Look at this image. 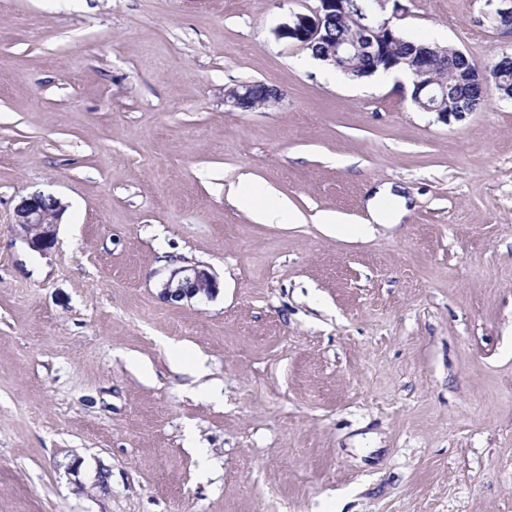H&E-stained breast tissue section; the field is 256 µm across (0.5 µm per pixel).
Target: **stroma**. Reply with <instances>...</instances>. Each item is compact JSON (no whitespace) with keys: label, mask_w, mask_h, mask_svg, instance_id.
Segmentation results:
<instances>
[{"label":"stroma","mask_w":512,"mask_h":512,"mask_svg":"<svg viewBox=\"0 0 512 512\" xmlns=\"http://www.w3.org/2000/svg\"><path fill=\"white\" fill-rule=\"evenodd\" d=\"M402 3L512 57L485 0ZM314 5L0 0V512H512V100L445 122L327 79L277 35ZM253 81L282 101L228 111ZM382 184L396 226L321 230ZM35 192L65 206L43 253L11 224ZM193 264L217 293L162 299ZM238 204L252 212L265 224H297L300 215L288 203L269 189L252 181H246L237 190ZM319 224L327 234H345L354 237H364L373 233L374 224H344L335 213H325L320 216Z\"/></svg>","instance_id":"35a3bbf8"}]
</instances>
